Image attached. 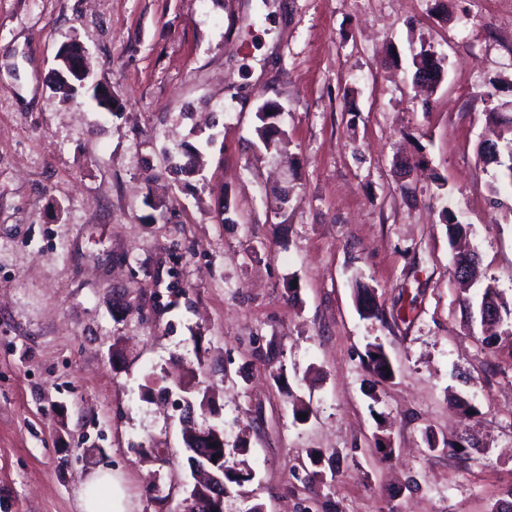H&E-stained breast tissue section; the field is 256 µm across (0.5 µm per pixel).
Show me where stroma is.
<instances>
[{"label": "stroma", "instance_id": "1", "mask_svg": "<svg viewBox=\"0 0 512 512\" xmlns=\"http://www.w3.org/2000/svg\"><path fill=\"white\" fill-rule=\"evenodd\" d=\"M70 42L112 111L52 91ZM506 102L512 0H0V512H76L99 465L129 512H183L179 397L152 384L190 368L213 399L196 424L251 475L225 512H492L512 331L468 322L446 214L512 299L506 169L478 157ZM465 435L466 457L428 449ZM443 59L438 57L434 52L421 50L413 57V65L416 68H422L429 73L428 80L422 85L433 87L437 85L443 76ZM415 71V72H416ZM268 104L275 103H265L261 107H259L258 111L256 112V118L260 123V125L256 129V132L258 134L259 139L263 142L264 147L266 148L267 151H279L282 148L283 144L285 143L284 141L286 140V134L284 131H281L279 134L275 135H272L267 132L264 115L266 114L265 108ZM366 353L372 372L380 380H387L393 376L392 365L380 344H369ZM374 355H377V358H374ZM386 367H389V370H386ZM388 372H391V375H388Z\"/></svg>", "mask_w": 512, "mask_h": 512}]
</instances>
